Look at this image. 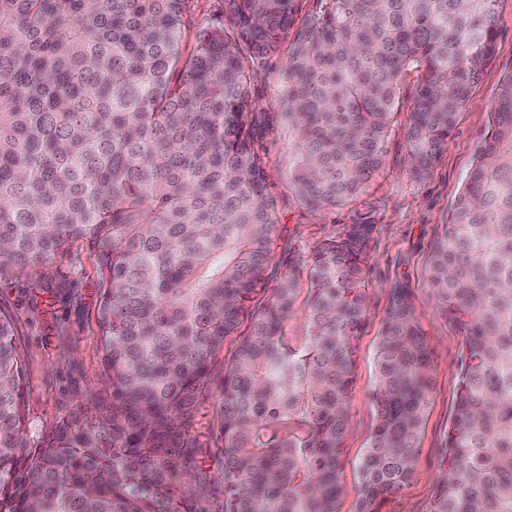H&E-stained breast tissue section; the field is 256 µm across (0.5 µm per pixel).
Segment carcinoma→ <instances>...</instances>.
<instances>
[{
  "label": "carcinoma",
  "mask_w": 512,
  "mask_h": 512,
  "mask_svg": "<svg viewBox=\"0 0 512 512\" xmlns=\"http://www.w3.org/2000/svg\"><path fill=\"white\" fill-rule=\"evenodd\" d=\"M223 2L234 26H199L186 51L187 0H0V274L64 259L78 273L84 241L105 381L25 452L26 362L0 309V512H338L374 225H347L305 266L274 260L270 113L250 87L285 57L288 180L333 209L379 167L409 73L412 168H431L494 56L495 0H318L302 17L300 0ZM428 286L464 336L432 512H512V70ZM432 363L397 284L356 512L409 483Z\"/></svg>",
  "instance_id": "carcinoma-1"
}]
</instances>
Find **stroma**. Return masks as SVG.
Here are the masks:
<instances>
[{
  "label": "stroma",
  "mask_w": 512,
  "mask_h": 512,
  "mask_svg": "<svg viewBox=\"0 0 512 512\" xmlns=\"http://www.w3.org/2000/svg\"><path fill=\"white\" fill-rule=\"evenodd\" d=\"M512 70V0H497L495 55L485 67L457 117L445 151L424 175L413 173L406 131L410 125L416 74L402 81L390 119L380 167L362 190L343 205L314 213L297 199L288 182V130L271 122L262 140L268 191L277 205L279 233L274 256L307 261L324 239L360 221L374 226L368 250V319L358 339L356 377L350 388L351 420L344 441L338 512H355L358 463L376 421L371 405L372 357L388 292L397 282L411 288L416 315L433 348V387L420 435L412 478L388 495L381 512H431L444 471L442 442L458 387L464 338L438 312L426 284V259L441 224L471 170L475 149L503 74ZM83 271L68 262L49 268H18L0 275V309L11 314L27 362L28 448L36 450L59 416L101 379L102 352L96 335L98 271L88 249H81Z\"/></svg>",
  "instance_id": "35a3bbf8"
}]
</instances>
